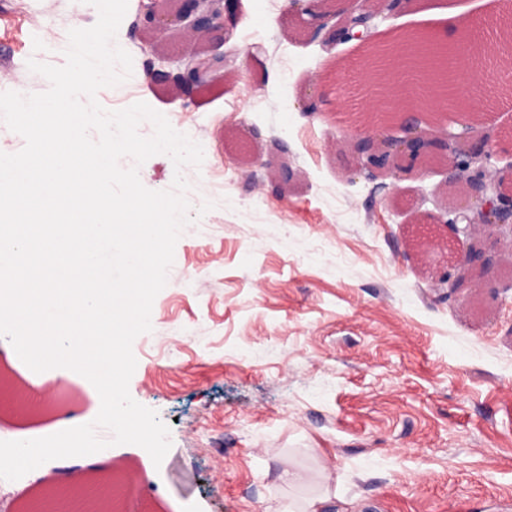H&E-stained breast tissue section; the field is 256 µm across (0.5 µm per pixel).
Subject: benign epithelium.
I'll return each mask as SVG.
<instances>
[{
  "mask_svg": "<svg viewBox=\"0 0 512 512\" xmlns=\"http://www.w3.org/2000/svg\"><path fill=\"white\" fill-rule=\"evenodd\" d=\"M350 0H289L296 11L317 14L336 10V2ZM230 0H151L139 18L138 27L156 38L170 32L182 35L174 48L184 81L180 86L203 89L210 86L216 72L224 67V55L212 54L218 32L224 31ZM376 14L345 13L335 30L338 40L366 43L369 68L377 79H367L368 95L380 101L374 120L364 124L348 141L357 165L349 172L357 176L385 172L396 174L405 167L436 161L445 167L459 204L454 218L444 225L454 233L450 247L455 269L448 275L451 293L466 289L471 293H494L499 284L488 271L503 263L500 251L477 236L481 227L508 244L512 253V187L504 189L488 168L492 150L479 126L468 119H448L446 112L427 111L431 101L448 105L446 85L439 78L435 52L418 50L417 37H401L386 44L369 42V29ZM461 126L457 132L454 126ZM64 501L62 488H47L25 504L21 512H59Z\"/></svg>",
  "mask_w": 512,
  "mask_h": 512,
  "instance_id": "obj_1",
  "label": "benign epithelium"
}]
</instances>
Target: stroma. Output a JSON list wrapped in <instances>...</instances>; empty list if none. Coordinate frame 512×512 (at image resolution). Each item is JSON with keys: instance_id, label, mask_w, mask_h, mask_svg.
<instances>
[{"instance_id": "obj_1", "label": "stroma", "mask_w": 512, "mask_h": 512, "mask_svg": "<svg viewBox=\"0 0 512 512\" xmlns=\"http://www.w3.org/2000/svg\"><path fill=\"white\" fill-rule=\"evenodd\" d=\"M140 5L129 0L115 38L132 74L96 98L108 110L145 102L199 143L186 197L213 207L183 230L152 330L133 343L130 394L157 412L171 448L122 512H286L313 488L280 484L281 470L323 462L335 473L324 512H512V291L449 294L446 256L411 246L456 203L439 166L348 178L347 141L372 110L361 43L325 46L320 17L287 0H235L223 74L188 96L147 78L172 68V50L139 30ZM452 13L479 35L459 72L507 183L512 73L490 78L477 59L512 36V13L488 0H408L374 19L371 38L452 43ZM97 18L85 0H0V92L48 90L28 60L63 65L69 29ZM242 143L280 146L288 179L246 164ZM1 373L42 398L35 411L0 409V439L27 452L0 484V512H19L82 480L46 445L62 421H93L98 393L66 368L41 381L0 346Z\"/></svg>"}]
</instances>
